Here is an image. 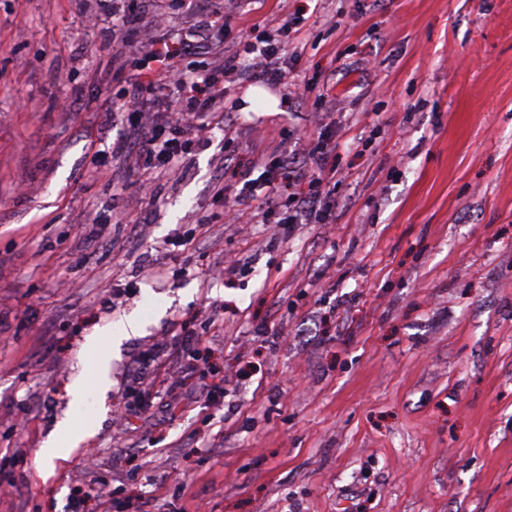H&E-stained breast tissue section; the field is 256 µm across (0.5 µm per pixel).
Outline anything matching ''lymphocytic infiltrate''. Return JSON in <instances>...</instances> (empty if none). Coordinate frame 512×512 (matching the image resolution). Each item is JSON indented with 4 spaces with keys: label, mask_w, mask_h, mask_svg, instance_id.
<instances>
[{
    "label": "lymphocytic infiltrate",
    "mask_w": 512,
    "mask_h": 512,
    "mask_svg": "<svg viewBox=\"0 0 512 512\" xmlns=\"http://www.w3.org/2000/svg\"><path fill=\"white\" fill-rule=\"evenodd\" d=\"M188 14L205 12V24L190 25L179 36H172L163 25L154 29H121L120 42L129 47L135 63L123 77L124 107L136 117L137 127L149 129L150 136L126 155L130 169L152 161L166 170H174L195 141L204 139L212 130L213 119L221 117L228 105L224 99V80L238 69L236 58L224 56L212 42L210 32L224 26V0H183ZM289 33L287 18L263 22L261 31L242 30L239 44L249 58L254 78L268 85L280 84L284 59L281 39ZM204 58L207 69L202 77L189 76L181 69L182 60ZM270 152H258L252 161L259 169L257 178L247 181L245 191L234 185L218 182L216 195L225 202L239 203L242 194H249L274 213L282 224H329L333 221V195L336 173L329 167L331 145L327 137L303 142L300 151L290 150L289 135L275 129L267 134ZM315 166L308 192L282 195L272 174L281 168L301 180L304 162Z\"/></svg>",
    "instance_id": "obj_1"
}]
</instances>
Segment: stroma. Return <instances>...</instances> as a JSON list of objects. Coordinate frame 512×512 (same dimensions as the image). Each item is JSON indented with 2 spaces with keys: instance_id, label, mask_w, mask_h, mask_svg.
Instances as JSON below:
<instances>
[{
  "instance_id": "obj_1",
  "label": "stroma",
  "mask_w": 512,
  "mask_h": 512,
  "mask_svg": "<svg viewBox=\"0 0 512 512\" xmlns=\"http://www.w3.org/2000/svg\"><path fill=\"white\" fill-rule=\"evenodd\" d=\"M283 13L277 111L240 65L171 176L127 168L111 12L0 0V512H512V0H253L221 48ZM313 74L333 223L213 222L267 124L318 137ZM86 434V430H78L69 425H63L57 436L49 440L44 448L42 454L48 458L65 456L69 447L77 443Z\"/></svg>"
}]
</instances>
